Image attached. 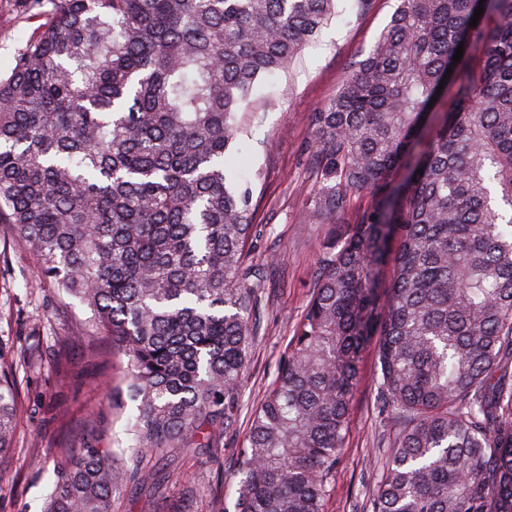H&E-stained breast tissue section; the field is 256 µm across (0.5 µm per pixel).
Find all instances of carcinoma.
Returning a JSON list of instances; mask_svg holds the SVG:
<instances>
[{
	"label": "carcinoma",
	"instance_id": "carcinoma-1",
	"mask_svg": "<svg viewBox=\"0 0 512 512\" xmlns=\"http://www.w3.org/2000/svg\"><path fill=\"white\" fill-rule=\"evenodd\" d=\"M18 8L35 26L0 72V223L94 311L136 402L131 452L58 448L46 512H114L144 457L213 448L237 414L262 284L244 260L251 188L226 176L236 113L336 0ZM449 69L448 109L412 161ZM311 125L312 215L341 223L224 512H324L370 344L407 420L372 512H512V0H402ZM16 420L0 370V459Z\"/></svg>",
	"mask_w": 512,
	"mask_h": 512
}]
</instances>
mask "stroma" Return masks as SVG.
Listing matches in <instances>:
<instances>
[{"instance_id": "1", "label": "stroma", "mask_w": 512, "mask_h": 512, "mask_svg": "<svg viewBox=\"0 0 512 512\" xmlns=\"http://www.w3.org/2000/svg\"><path fill=\"white\" fill-rule=\"evenodd\" d=\"M400 4L372 0L360 13L354 0H337L328 25L286 71L261 79L238 111L243 152L231 167L251 186L255 230L248 260L265 284L252 308L241 411L216 447L192 453L165 448L147 457L137 480L117 494L115 512H223L216 477L231 473L235 450L249 434L250 414L278 376L292 329L309 302L326 232L308 216L315 179L305 154L310 114L335 98ZM27 37L15 0H0L1 71ZM79 334L96 337L95 348L74 344ZM66 342L70 360L61 371L55 354ZM22 350L30 360L17 371L20 418L15 449L0 461V512H45L54 469L48 448L88 434L126 447L134 404L121 384L125 359L118 344L102 334L92 310L40 282L33 251L15 239L10 225L0 223V363L11 364ZM404 425V418L380 413L375 356L366 352L324 512H371ZM188 483L195 488L190 496L184 490Z\"/></svg>"}]
</instances>
